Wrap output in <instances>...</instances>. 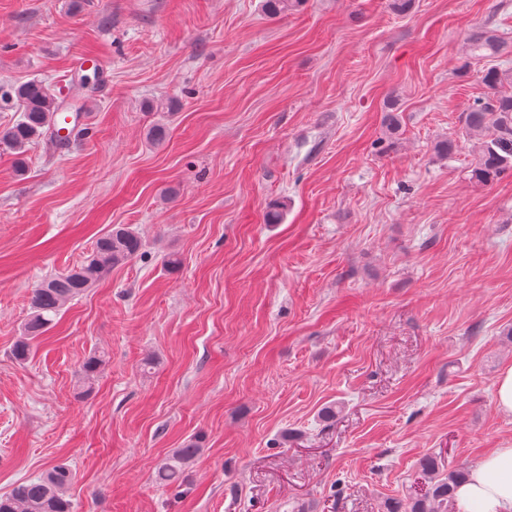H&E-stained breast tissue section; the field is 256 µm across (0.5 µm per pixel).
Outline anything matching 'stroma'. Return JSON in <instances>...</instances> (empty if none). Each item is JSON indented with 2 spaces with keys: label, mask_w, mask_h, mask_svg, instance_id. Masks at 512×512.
<instances>
[{
  "label": "stroma",
  "mask_w": 512,
  "mask_h": 512,
  "mask_svg": "<svg viewBox=\"0 0 512 512\" xmlns=\"http://www.w3.org/2000/svg\"><path fill=\"white\" fill-rule=\"evenodd\" d=\"M486 29L512 70V0H0V127L21 81L91 108L24 173L0 144V495L62 463L73 512H386L424 456L511 447L512 172L475 181L461 122ZM114 224L141 256L17 362L31 288ZM465 45L470 64V60L481 61L497 57L504 50V43L490 30L470 34ZM496 405L500 412L512 415V366L504 368L495 385ZM198 450L195 442H189L185 448H179L161 470L164 479L177 483L182 474V467L197 454Z\"/></svg>",
  "instance_id": "obj_1"
}]
</instances>
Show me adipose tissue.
<instances>
[{"label": "adipose tissue", "mask_w": 512, "mask_h": 512, "mask_svg": "<svg viewBox=\"0 0 512 512\" xmlns=\"http://www.w3.org/2000/svg\"><path fill=\"white\" fill-rule=\"evenodd\" d=\"M456 500L461 512H512V447L494 449L478 462Z\"/></svg>", "instance_id": "1"}]
</instances>
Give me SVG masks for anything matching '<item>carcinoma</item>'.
Returning <instances> with one entry per match:
<instances>
[{"label": "carcinoma", "mask_w": 512, "mask_h": 512, "mask_svg": "<svg viewBox=\"0 0 512 512\" xmlns=\"http://www.w3.org/2000/svg\"><path fill=\"white\" fill-rule=\"evenodd\" d=\"M504 43L492 31L473 33L466 38L468 59L481 61L500 55ZM490 95L477 100L464 113L463 128L467 138L477 144V159L472 177L489 183L512 168V94L497 93V88L512 79V75L497 66L477 71ZM13 100L21 109L14 124L0 129V143L17 155L23 165L26 146L50 135L49 120L56 103L54 93L39 80L17 83L11 90ZM143 248L139 234L125 224H114L96 240L91 256L79 268L52 274L30 292V316L25 324V336L14 345L13 356L24 362L30 356L31 341L45 333L64 306L103 279L116 266L136 259ZM198 452L196 443L180 448L162 468L161 475L177 483L182 467ZM422 471L431 479L428 494L408 501L394 499L386 504L387 512H449L455 508V491L469 471L459 468L438 477L436 458L426 456L420 462ZM72 480V471L63 464L52 466L41 475L17 484L10 493L0 496V512H72L64 490Z\"/></svg>", "instance_id": "carcinoma-1"}]
</instances>
